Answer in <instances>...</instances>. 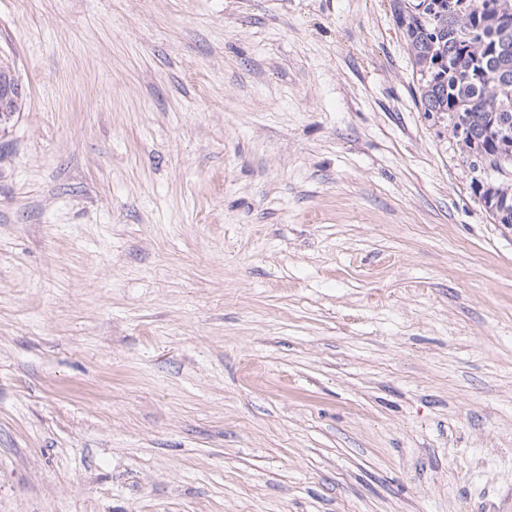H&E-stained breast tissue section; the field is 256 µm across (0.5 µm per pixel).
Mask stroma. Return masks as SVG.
<instances>
[{"mask_svg":"<svg viewBox=\"0 0 512 512\" xmlns=\"http://www.w3.org/2000/svg\"><path fill=\"white\" fill-rule=\"evenodd\" d=\"M0 512H503L512 225L392 0H0Z\"/></svg>","mask_w":512,"mask_h":512,"instance_id":"stroma-1","label":"stroma"}]
</instances>
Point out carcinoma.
Masks as SVG:
<instances>
[{
  "instance_id": "1",
  "label": "carcinoma",
  "mask_w": 512,
  "mask_h": 512,
  "mask_svg": "<svg viewBox=\"0 0 512 512\" xmlns=\"http://www.w3.org/2000/svg\"><path fill=\"white\" fill-rule=\"evenodd\" d=\"M424 0H394L404 31L424 111L463 127L470 147L497 159L500 141L487 135L491 124L512 129V0L487 9L489 0H467L453 21L422 17Z\"/></svg>"
}]
</instances>
